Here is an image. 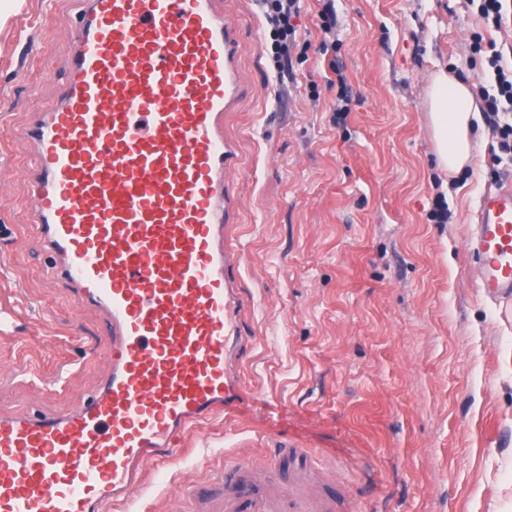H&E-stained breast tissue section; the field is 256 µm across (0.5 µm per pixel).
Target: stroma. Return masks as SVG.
<instances>
[{
    "instance_id": "35a3bbf8",
    "label": "stroma",
    "mask_w": 512,
    "mask_h": 512,
    "mask_svg": "<svg viewBox=\"0 0 512 512\" xmlns=\"http://www.w3.org/2000/svg\"><path fill=\"white\" fill-rule=\"evenodd\" d=\"M77 0H21L0 27V416L69 410L112 362L107 316L74 300L27 217L35 205L20 132L69 76ZM299 0L292 78L277 76L260 0H220L240 24L242 96L224 121L240 161L228 235L243 256L246 401L150 469L127 512H197L224 500L225 461L264 483L352 486L356 512H512V322L477 290L468 250L480 196L512 180L490 124L457 173L437 162L434 73L487 84L475 34L512 68V0L501 28L476 0ZM343 71L352 89L336 121ZM443 199L448 221L430 214Z\"/></svg>"
}]
</instances>
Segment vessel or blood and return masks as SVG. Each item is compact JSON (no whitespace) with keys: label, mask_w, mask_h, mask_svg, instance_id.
Instances as JSON below:
<instances>
[{"label":"vessel or blood","mask_w":512,"mask_h":512,"mask_svg":"<svg viewBox=\"0 0 512 512\" xmlns=\"http://www.w3.org/2000/svg\"><path fill=\"white\" fill-rule=\"evenodd\" d=\"M217 2L81 0L70 78L25 128L30 225L72 295L107 314L112 363L75 409L0 417V512H119L185 433L245 401L225 233L239 37ZM469 250L482 294L511 302V181L481 196ZM250 472L225 466L226 512H336Z\"/></svg>","instance_id":"obj_1"}]
</instances>
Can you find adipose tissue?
<instances>
[{
  "label": "adipose tissue",
  "mask_w": 512,
  "mask_h": 512,
  "mask_svg": "<svg viewBox=\"0 0 512 512\" xmlns=\"http://www.w3.org/2000/svg\"><path fill=\"white\" fill-rule=\"evenodd\" d=\"M429 101L439 165L460 171L474 150L472 130L480 119L472 92L465 82L442 70L432 79Z\"/></svg>",
  "instance_id": "adipose-tissue-1"
}]
</instances>
